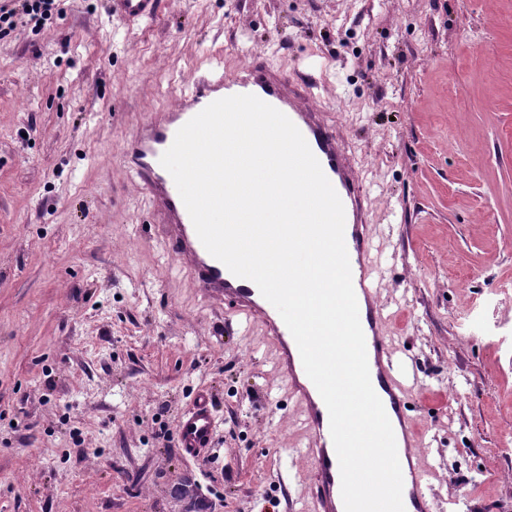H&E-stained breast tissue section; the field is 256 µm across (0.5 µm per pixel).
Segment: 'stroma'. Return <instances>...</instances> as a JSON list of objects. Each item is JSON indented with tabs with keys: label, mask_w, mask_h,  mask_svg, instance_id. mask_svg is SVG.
<instances>
[{
	"label": "stroma",
	"mask_w": 512,
	"mask_h": 512,
	"mask_svg": "<svg viewBox=\"0 0 512 512\" xmlns=\"http://www.w3.org/2000/svg\"><path fill=\"white\" fill-rule=\"evenodd\" d=\"M493 52H486V45ZM344 140L433 512H512V0H61L0 33V512H294L311 465L260 323L162 259L123 144L213 57ZM216 444L184 460L199 386ZM110 13L132 20L150 19L158 10V0H107Z\"/></svg>",
	"instance_id": "35a3bbf8"
}]
</instances>
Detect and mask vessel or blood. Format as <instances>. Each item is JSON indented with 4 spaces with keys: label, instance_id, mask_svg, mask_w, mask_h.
Segmentation results:
<instances>
[{
    "label": "vessel or blood",
    "instance_id": "vessel-or-blood-1",
    "mask_svg": "<svg viewBox=\"0 0 512 512\" xmlns=\"http://www.w3.org/2000/svg\"><path fill=\"white\" fill-rule=\"evenodd\" d=\"M107 4L111 13L132 20L152 18L158 10V0H107ZM238 94L256 95L296 125L343 203L345 244L365 334L370 379L394 430L405 512H433L428 468L418 450L419 431L408 414L410 389L401 379L402 370L380 305L379 244L367 224V196L348 161L343 141L311 102L309 84L293 83L285 74L256 64L242 68L234 76L225 73L221 65H211L194 75L176 106L151 114L138 127L127 141L124 155L129 170L163 219L166 253L188 267L204 300L234 302L238 314L265 325L276 347V369L287 382L301 430L294 453L312 464L316 491L299 496L300 508L302 512H344L328 410L304 370L292 334L254 282L234 276L205 249L175 183L160 163L186 122L215 100ZM175 430L185 458L203 460L216 433L207 390L196 393L191 409L177 420Z\"/></svg>",
    "mask_w": 512,
    "mask_h": 512
}]
</instances>
